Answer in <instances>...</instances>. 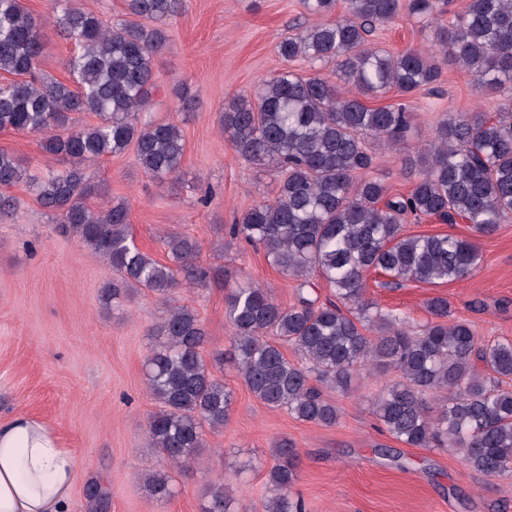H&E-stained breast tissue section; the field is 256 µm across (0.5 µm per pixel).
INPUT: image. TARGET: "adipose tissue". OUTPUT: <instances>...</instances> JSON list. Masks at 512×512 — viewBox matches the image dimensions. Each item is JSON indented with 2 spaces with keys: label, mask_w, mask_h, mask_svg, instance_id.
Here are the masks:
<instances>
[{
  "label": "adipose tissue",
  "mask_w": 512,
  "mask_h": 512,
  "mask_svg": "<svg viewBox=\"0 0 512 512\" xmlns=\"http://www.w3.org/2000/svg\"><path fill=\"white\" fill-rule=\"evenodd\" d=\"M76 478L54 428L26 416L0 423V512H63Z\"/></svg>",
  "instance_id": "ef3b65f1"
}]
</instances>
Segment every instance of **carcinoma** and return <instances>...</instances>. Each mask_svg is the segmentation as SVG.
Segmentation results:
<instances>
[{
    "mask_svg": "<svg viewBox=\"0 0 512 512\" xmlns=\"http://www.w3.org/2000/svg\"><path fill=\"white\" fill-rule=\"evenodd\" d=\"M319 17L278 46L286 61L334 64L336 78L351 86L340 96L324 78L284 71L257 87V104L232 102L220 118L236 151L283 173L279 195L258 203L229 228L233 238L259 244L271 266L300 281L286 306L257 283L225 299L231 358L249 390L266 407L300 421L334 426L339 408L321 387L348 391L366 365L393 371L373 409L397 441L417 448L456 449L465 463L487 476L512 472V342L482 343L466 320L448 322V299L428 303L433 319L421 328L365 299V275L381 270L400 285L461 281L476 270L480 254L470 239L406 235L407 219L461 218L480 235L512 219V94L495 117L480 111L447 113L421 154L420 172L406 195L388 197L373 168L375 141H404L415 115L405 104L371 108L365 100L395 89L411 95L439 76L437 54L451 58L483 89L512 88V0H471L449 19L436 0H302ZM183 0H129L131 20L105 23L89 8L54 0L53 23L74 41L67 59L71 82L39 73L43 26L23 0H0V130L42 135L41 146L70 162L63 174L40 180L18 159L0 151V188L25 184L80 242L111 267L116 282L102 291L105 304L121 294L147 290L173 303L151 332L146 383L158 410L148 432L162 467L147 474L152 493L171 494L165 467L194 462L204 428L218 431L229 418L234 394L208 370L201 351L203 322L175 304L183 283L201 284L209 272L196 264L199 242L188 235L166 241L161 263L134 241L130 209L117 201L103 213L90 210L83 165L135 146L142 171L164 180L180 175L184 143L174 122L142 120L155 56L167 46L163 25ZM431 28V47L390 53L367 36L401 11ZM153 22L148 26L141 23ZM91 112L97 124L79 127L73 115ZM317 272L333 298L316 305L304 292ZM272 334L301 362L288 360ZM269 472L273 494L265 512H304L291 494L299 452L281 439ZM230 487L209 489L204 512H231Z\"/></svg>",
    "mask_w": 512,
    "mask_h": 512,
    "instance_id": "carcinoma-1",
    "label": "carcinoma"
}]
</instances>
